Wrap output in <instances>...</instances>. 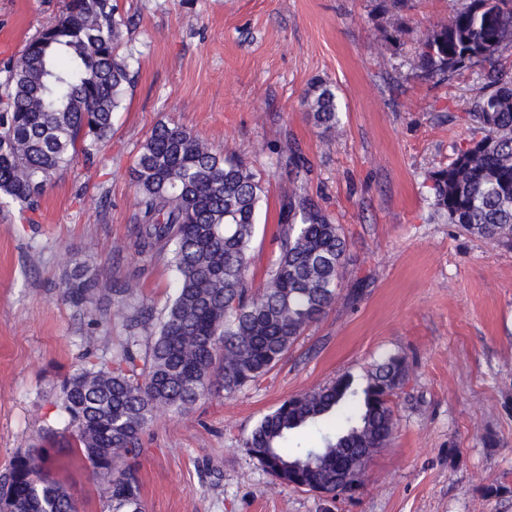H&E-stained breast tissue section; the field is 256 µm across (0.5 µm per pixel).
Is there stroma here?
Here are the masks:
<instances>
[{
	"mask_svg": "<svg viewBox=\"0 0 512 512\" xmlns=\"http://www.w3.org/2000/svg\"><path fill=\"white\" fill-rule=\"evenodd\" d=\"M379 0H117L132 18L124 51L138 71L94 166L46 188L31 224L0 203V472L40 445L60 418V385L81 356L125 340L122 321L60 295L68 257L163 308L175 288L166 261L142 260L132 239L131 168L158 124L176 122L218 149L255 159L265 194L251 271L264 281L289 191L312 199L346 236L343 290L258 383L214 393L152 420L136 464L146 512H512V250L431 220V170L465 145L477 71L422 77L417 41L463 0H412L403 34L384 39ZM63 0H0V67ZM336 92L340 124L322 136L303 104L311 84ZM291 140L309 172L276 165ZM98 320L106 343L89 347ZM406 354L392 399L396 425L370 459L356 498L274 485L242 447L287 396ZM53 475L79 512H112L87 463L54 456ZM509 491L486 497L484 486Z\"/></svg>",
	"mask_w": 512,
	"mask_h": 512,
	"instance_id": "stroma-1",
	"label": "stroma"
}]
</instances>
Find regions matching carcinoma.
Here are the masks:
<instances>
[{
  "mask_svg": "<svg viewBox=\"0 0 512 512\" xmlns=\"http://www.w3.org/2000/svg\"><path fill=\"white\" fill-rule=\"evenodd\" d=\"M411 0H389L395 34ZM130 21L116 0H64L54 20L3 67L0 79V197L36 212L47 184L78 162L95 163L112 133V116L133 82L131 55L120 52ZM512 44V0H465L447 23L417 40L427 76L449 77L495 61ZM305 104L314 126H339L336 93L311 85ZM466 122L471 138L429 173L433 216L512 249V78L490 68L476 88ZM279 154L296 171L306 160L292 143ZM135 191L131 247L166 261L176 289L155 317L149 305L127 306L140 285L112 283L68 260L63 299L75 307L112 298V315L128 330L109 362L86 361L62 384L60 409L69 449L106 483L112 512H144L131 462L159 410L185 412L213 390L231 396L257 382L336 303L347 247L341 225L291 192L281 215L278 254L255 284L251 251L264 186L254 164L216 149L177 123L146 137L131 169ZM409 373L407 357L390 355L359 381L350 374L293 394L264 415L243 440L248 455L279 486L288 466L320 460L303 484L329 497L341 467H358L395 429L392 397ZM316 429L320 446H289ZM50 449L18 453L0 473V512H78L75 498L48 468Z\"/></svg>",
  "mask_w": 512,
  "mask_h": 512,
  "instance_id": "carcinoma-1",
  "label": "carcinoma"
}]
</instances>
